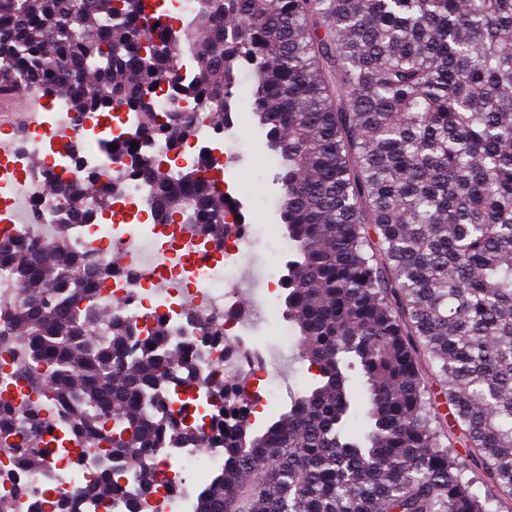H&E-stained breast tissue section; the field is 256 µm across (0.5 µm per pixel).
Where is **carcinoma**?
Segmentation results:
<instances>
[{
    "label": "carcinoma",
    "mask_w": 512,
    "mask_h": 512,
    "mask_svg": "<svg viewBox=\"0 0 512 512\" xmlns=\"http://www.w3.org/2000/svg\"><path fill=\"white\" fill-rule=\"evenodd\" d=\"M164 17L163 0H0V92L28 82L68 97L78 119L125 104L140 122L115 142L123 157L196 134L195 116L162 122L147 99L180 35L192 76L178 91L217 126L239 64L250 68L279 157L291 253L280 288L312 378L262 428L240 418L224 433V470L193 512H512V0H200L178 32ZM215 169L136 159L130 175L150 184L163 222L190 207L217 236ZM44 175L73 219L91 218L90 198L112 205L91 173L78 186ZM0 263L25 295L0 304V350L22 349L16 375L31 389L0 399V448L17 435L29 470L70 452L47 419L60 408L74 433L137 459L143 498L155 470L142 450L183 435L212 447L155 392L172 360L156 355L163 322L142 339L122 322L94 336L112 267L13 241ZM120 481L105 468L90 492L106 503Z\"/></svg>",
    "instance_id": "carcinoma-1"
}]
</instances>
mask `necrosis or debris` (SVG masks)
Here are the masks:
<instances>
[{"instance_id": "4bbe7bcc", "label": "necrosis or debris", "mask_w": 512, "mask_h": 512, "mask_svg": "<svg viewBox=\"0 0 512 512\" xmlns=\"http://www.w3.org/2000/svg\"><path fill=\"white\" fill-rule=\"evenodd\" d=\"M173 71V77L164 78L153 94L155 112L164 114L178 106L197 113L198 103L177 96L176 86L190 79V67L179 60ZM135 120L127 107L116 105L109 120L91 115L78 124L69 100L57 98L25 142L1 131L0 238L41 246L62 241L88 253L100 265L111 264L113 252H122L125 265L115 271L111 287L101 294L108 321H123L137 331L159 320L165 322V351L178 356L172 374L192 378L187 387L172 393L170 412L184 424L217 434L231 428L234 420L220 416L216 385H225L227 392L235 394L240 402L239 417L251 420L267 405L269 387L279 375V364L263 360L253 337L256 309L270 306L276 299V275L267 273L264 288L251 291V307L239 304L238 257L247 243L237 232V210L225 209L224 239L220 242L185 216L171 224L159 222L152 208L151 188L128 179L127 162H115L107 150L108 144L127 139ZM233 140L230 127L205 121L197 128L195 144L200 153L224 165L223 189L228 199L237 192L234 173L239 155L218 151L217 146ZM75 141L90 147V165L99 182L122 181V194L114 199L112 210L123 214V222L95 218L73 225L47 201L43 170L64 172L77 181L83 178L67 151ZM71 445L75 454L51 459L34 473L19 470L13 456L0 452V497L21 481L31 488L28 496L13 499L12 512H59L56 500L44 496V488H91L103 465L132 480L128 458L105 456L102 446L82 436L73 438ZM145 458L157 473L148 503H134L123 493L113 495L104 505L89 497L84 512H193L198 486L224 468L223 449L202 453L193 439L186 437L149 449Z\"/></svg>"}]
</instances>
